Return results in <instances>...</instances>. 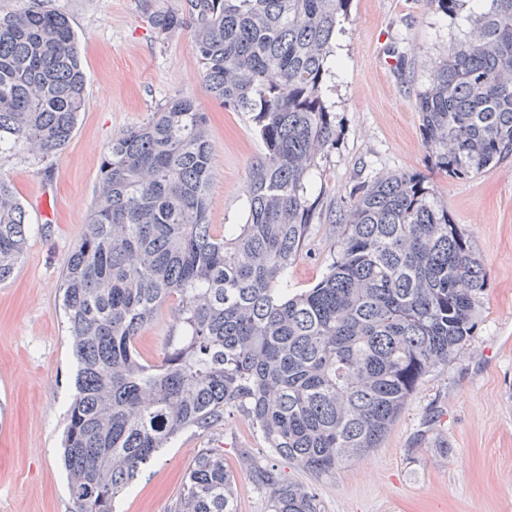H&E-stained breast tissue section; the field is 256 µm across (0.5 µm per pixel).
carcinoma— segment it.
Listing matches in <instances>:
<instances>
[{
    "label": "carcinoma",
    "mask_w": 512,
    "mask_h": 512,
    "mask_svg": "<svg viewBox=\"0 0 512 512\" xmlns=\"http://www.w3.org/2000/svg\"><path fill=\"white\" fill-rule=\"evenodd\" d=\"M52 0L0 16V157H49L71 139L86 75ZM349 0H191L203 82L245 112L262 152L248 217L208 223L213 155L187 97L112 138L89 228L64 269L62 308L78 370L64 435L73 512H113L142 464L191 428L236 410L271 457H241L269 512H321L273 458L321 475L378 447L418 382L472 335L487 274L448 205L400 173L362 187L337 255L311 288H288L319 203L306 182L336 143L322 95ZM156 27L184 25L161 14ZM418 95L424 142L451 179L512 159V0H487ZM30 222L0 176V284L23 259ZM180 333L145 362L136 341L169 299ZM235 477L203 448L173 512H236Z\"/></svg>",
    "instance_id": "cac0c4a2"
}]
</instances>
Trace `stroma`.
I'll return each instance as SVG.
<instances>
[{"label":"stroma","instance_id":"35a3bbf8","mask_svg":"<svg viewBox=\"0 0 512 512\" xmlns=\"http://www.w3.org/2000/svg\"><path fill=\"white\" fill-rule=\"evenodd\" d=\"M74 29L87 75L72 139L48 158H0L21 202L50 193V210L30 209L33 235L13 279L0 285V512H72L61 441L73 401L76 360L62 312L66 261L87 231L112 137L149 119L166 100L191 98L203 112L214 155L208 221L246 220L248 173L261 152L248 116L206 89L191 27L162 35L163 13L189 15L190 0H53ZM475 0L452 14L429 0H350L337 19L340 61L323 87L336 116V143L308 183L318 215L288 286L312 287L336 254L356 189L395 173L424 177L480 257L487 287L472 336L447 364L428 372L379 447L321 477L288 461L287 479L313 489L322 512H512V164L450 179L428 156L417 95L468 29ZM169 300L137 342L160 361L177 326ZM203 448L236 476V512H268L240 468L241 449L268 455L261 433L239 412L209 431L182 432L142 465L115 512H171L184 475Z\"/></svg>","mask_w":512,"mask_h":512}]
</instances>
